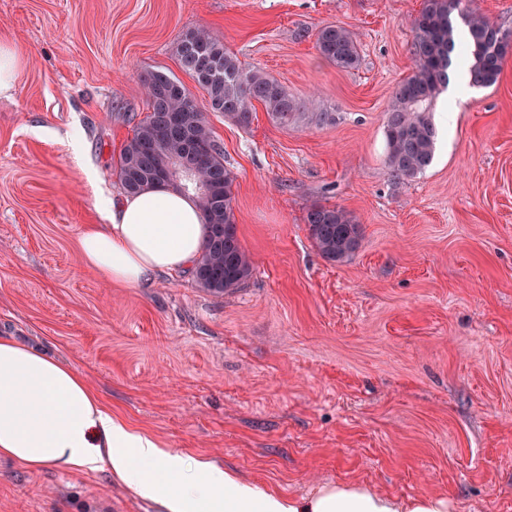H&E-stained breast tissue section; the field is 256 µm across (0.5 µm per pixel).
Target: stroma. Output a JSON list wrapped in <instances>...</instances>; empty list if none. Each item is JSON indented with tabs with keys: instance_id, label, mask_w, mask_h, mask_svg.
<instances>
[{
	"instance_id": "obj_1",
	"label": "stroma",
	"mask_w": 512,
	"mask_h": 512,
	"mask_svg": "<svg viewBox=\"0 0 512 512\" xmlns=\"http://www.w3.org/2000/svg\"><path fill=\"white\" fill-rule=\"evenodd\" d=\"M422 0H0L24 66L0 97V336L82 374L132 427L281 496L362 482L448 512H512V55L496 85L438 100L432 165L385 163L386 111ZM338 24L358 68L316 49ZM204 29L302 104L281 127L209 125L253 270L213 294L191 272L142 287L85 268L114 163L161 70L197 100L181 36ZM327 113L318 122L317 113ZM345 209L358 250L326 261L306 224ZM0 512H158L107 472L0 460Z\"/></svg>"
}]
</instances>
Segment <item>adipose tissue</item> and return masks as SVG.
I'll list each match as a JSON object with an SVG mask.
<instances>
[{"label":"adipose tissue","mask_w":512,"mask_h":512,"mask_svg":"<svg viewBox=\"0 0 512 512\" xmlns=\"http://www.w3.org/2000/svg\"><path fill=\"white\" fill-rule=\"evenodd\" d=\"M108 223L79 240L82 264L125 286L190 264L203 244L196 199L173 190L109 200ZM0 459L37 470H106L161 512H447L440 497L397 503L361 484L282 497L203 459L162 448L114 417L75 369L41 349L0 336Z\"/></svg>","instance_id":"adipose-tissue-1"}]
</instances>
